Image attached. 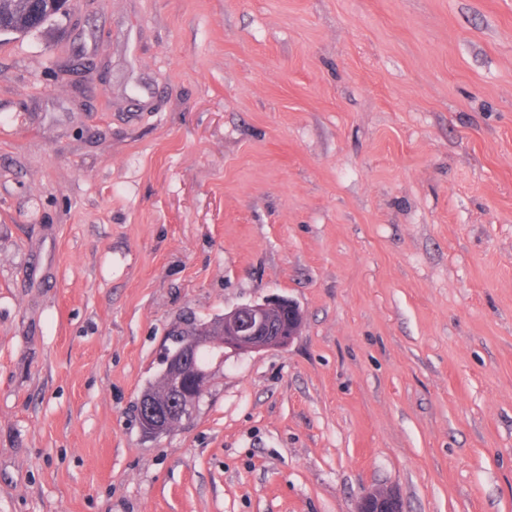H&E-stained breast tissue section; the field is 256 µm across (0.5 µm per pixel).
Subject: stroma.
Segmentation results:
<instances>
[{
    "label": "stroma",
    "instance_id": "obj_1",
    "mask_svg": "<svg viewBox=\"0 0 512 512\" xmlns=\"http://www.w3.org/2000/svg\"><path fill=\"white\" fill-rule=\"evenodd\" d=\"M58 26L0 38V512H512V0ZM269 296L144 436L169 332ZM201 320L195 317L185 318L178 327L179 337L193 334L202 324L211 326L213 336H220L214 340L208 326L197 329L194 336L183 340L173 352L168 353L164 362L166 372L170 377V399L167 407L159 408L149 401L146 409L142 433L148 437H160L169 433L183 419L188 418L195 409V402L178 396L182 381L186 377L196 380L202 390L209 382L210 372L201 368L196 361L206 362L209 350L215 349L217 361L224 360V350L232 352L248 353L258 352L272 347H284L289 345L296 336H299L303 314L299 306L290 299L269 298L260 303L253 302L240 305L218 320L197 324ZM220 330L221 334H220ZM153 406H156L153 408ZM403 503L396 488L370 489L359 498L354 512H403Z\"/></svg>",
    "mask_w": 512,
    "mask_h": 512
}]
</instances>
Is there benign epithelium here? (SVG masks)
Instances as JSON below:
<instances>
[{
  "label": "benign epithelium",
  "instance_id": "benign-epithelium-1",
  "mask_svg": "<svg viewBox=\"0 0 512 512\" xmlns=\"http://www.w3.org/2000/svg\"><path fill=\"white\" fill-rule=\"evenodd\" d=\"M303 314L290 299L269 298L260 303L240 305L221 317V338L213 339L207 326L197 329L195 335L183 340L164 362L170 377V399L164 408L148 404L142 433L160 437L169 433L195 409V403L178 396L182 381L192 377L205 388L210 372L201 368L196 353L202 347L217 352V361L224 360V350L237 353L258 352L272 347H284L300 335ZM355 512H403V503L396 488L370 489L359 498Z\"/></svg>",
  "mask_w": 512,
  "mask_h": 512
}]
</instances>
